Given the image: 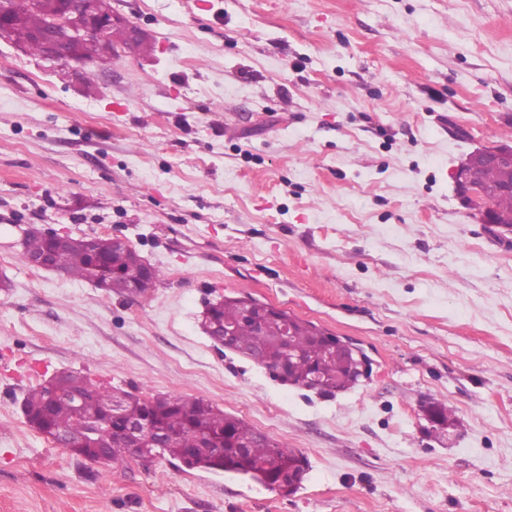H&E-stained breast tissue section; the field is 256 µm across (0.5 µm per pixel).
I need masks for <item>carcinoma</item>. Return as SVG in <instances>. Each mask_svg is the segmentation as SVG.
I'll return each instance as SVG.
<instances>
[{
  "instance_id": "carcinoma-1",
  "label": "carcinoma",
  "mask_w": 512,
  "mask_h": 512,
  "mask_svg": "<svg viewBox=\"0 0 512 512\" xmlns=\"http://www.w3.org/2000/svg\"><path fill=\"white\" fill-rule=\"evenodd\" d=\"M0 10L18 14L21 25L12 28L9 39L24 43L27 53L39 56L42 42L37 33L46 27V13L40 0H0ZM487 200L496 212L499 225L512 230V193L489 195ZM48 251L45 239L30 236L24 241L22 258L37 257ZM53 264L70 278L93 282L106 293L118 296L128 294L144 279L157 282L161 271L146 268L142 256L130 245L112 244L108 237L98 238L94 249L76 244L53 254ZM210 313L203 321V328L218 331L225 326L235 330V351L246 357L260 356L264 365L275 361L270 337L280 330V319L288 316L285 311L274 313L275 320L263 335L243 319V299L226 297L209 303ZM292 342L297 357L290 360L280 381L297 387L315 388L320 394L334 395L358 382V377L347 367L346 358L335 352L325 340L314 339V323L292 318ZM83 390L81 406H76L72 395ZM119 408L124 423L154 421L164 431L146 440L137 449L140 458L150 461L156 456L169 457L191 470L214 473L232 472L247 477L271 492L290 493L278 481V471L264 469L270 460L278 462L279 471L302 469L304 455L258 432L242 419L202 399L182 396H160L149 400L110 386L96 385L75 372L56 374L30 388L23 400L26 423L44 437L55 440L61 433H77L83 428L86 417L101 420L95 440L109 446L110 461L124 459L131 453L120 436L119 425L112 422V406ZM437 424L450 428L455 422V411L443 403L434 404ZM212 437L224 449L220 454L210 448H200V442ZM246 441L250 447L237 448ZM197 448L195 457L186 449Z\"/></svg>"
}]
</instances>
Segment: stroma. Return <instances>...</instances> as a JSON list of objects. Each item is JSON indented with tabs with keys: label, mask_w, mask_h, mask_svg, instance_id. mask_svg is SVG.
Instances as JSON below:
<instances>
[{
	"label": "stroma",
	"mask_w": 512,
	"mask_h": 512,
	"mask_svg": "<svg viewBox=\"0 0 512 512\" xmlns=\"http://www.w3.org/2000/svg\"><path fill=\"white\" fill-rule=\"evenodd\" d=\"M111 2L154 52L92 90L0 39V512H512V233L452 180L512 144V0ZM30 224L164 276L121 298L31 267ZM224 296L350 339L369 377L279 383L204 335ZM61 371L208 401L302 451L303 486L73 455L21 411Z\"/></svg>",
	"instance_id": "35a3bbf8"
}]
</instances>
